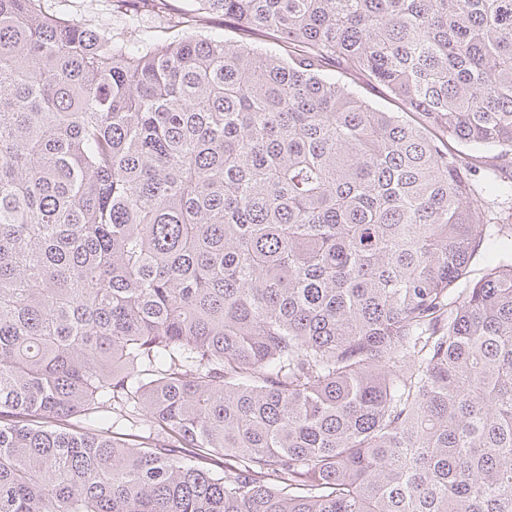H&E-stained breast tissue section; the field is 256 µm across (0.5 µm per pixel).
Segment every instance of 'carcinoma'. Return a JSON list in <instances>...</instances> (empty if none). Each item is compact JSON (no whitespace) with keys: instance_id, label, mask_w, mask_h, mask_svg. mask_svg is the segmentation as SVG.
Wrapping results in <instances>:
<instances>
[{"instance_id":"carcinoma-1","label":"carcinoma","mask_w":512,"mask_h":512,"mask_svg":"<svg viewBox=\"0 0 512 512\" xmlns=\"http://www.w3.org/2000/svg\"><path fill=\"white\" fill-rule=\"evenodd\" d=\"M142 3L0 0V512H512V0ZM48 6L60 13L69 15L88 25L110 23L113 33L124 31H141L145 34L153 32L159 21L147 12L123 14L116 9L113 0H50ZM345 82L355 91H357L362 97L369 102L379 105L387 106L391 109H396L395 103L389 101L382 88L370 85L366 80L358 75L348 76L344 78ZM473 161L476 165V181L483 188L480 197L474 200L475 207L483 215L485 224H511L512 225V198L497 197L485 189V175L488 174L492 165L496 162L492 158L477 159ZM511 215V217H510Z\"/></svg>"}]
</instances>
